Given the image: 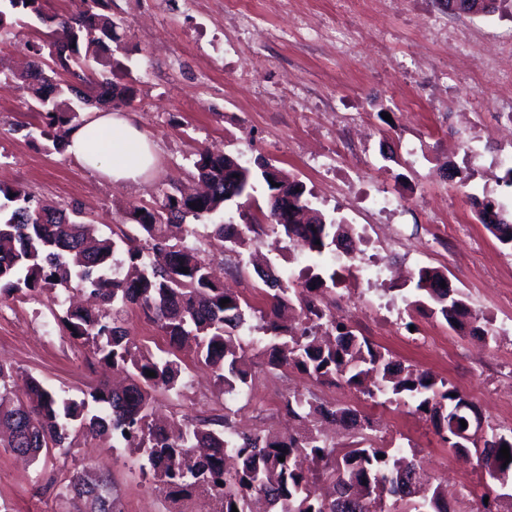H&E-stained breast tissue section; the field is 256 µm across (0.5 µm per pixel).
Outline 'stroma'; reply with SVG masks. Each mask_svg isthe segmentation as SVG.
Listing matches in <instances>:
<instances>
[{"instance_id":"stroma-1","label":"stroma","mask_w":512,"mask_h":512,"mask_svg":"<svg viewBox=\"0 0 512 512\" xmlns=\"http://www.w3.org/2000/svg\"><path fill=\"white\" fill-rule=\"evenodd\" d=\"M122 57L135 80L127 105L154 139L158 164L140 186L91 173L66 154L9 134L31 122L22 74L40 26L15 27L0 41V183L26 185L58 207L76 203L105 236L128 221L131 206H152L158 189L193 188L198 150L233 155L245 166L264 156L301 180L315 208L363 230L369 253L399 267L391 282L367 283L358 260L335 266L329 256L294 247L283 236H261L263 256L284 280L306 267L335 271L327 299L337 317L397 359L445 380L481 409L485 426L512 432V252L480 223L470 195L512 210V135L497 123L512 113V90L499 70H512V0L487 17L448 13L438 0H111ZM392 209L372 204L377 190ZM459 214L464 234L443 220ZM197 222L188 242L216 275L255 307L268 306L252 265L212 245ZM444 273L498 334L483 341L407 307L421 268ZM189 362L197 390L161 392V413L195 421L224 412L242 429L277 435L298 429L283 410L295 389L311 390L369 416L373 439L415 450L432 483L460 486L452 508L476 512L482 497L512 512L499 483L476 456L443 445L411 406L379 405L336 381L320 384L293 368L253 359L252 390L218 394L210 371ZM0 361L19 377L33 375L79 399L102 377L89 354L60 332L46 299L0 303ZM90 468L114 484L122 512H177L176 498L156 489L140 458L101 442L53 448L34 463L0 448V512H71L57 495L56 476Z\"/></svg>"}]
</instances>
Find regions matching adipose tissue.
Wrapping results in <instances>:
<instances>
[{"instance_id": "1", "label": "adipose tissue", "mask_w": 512, "mask_h": 512, "mask_svg": "<svg viewBox=\"0 0 512 512\" xmlns=\"http://www.w3.org/2000/svg\"><path fill=\"white\" fill-rule=\"evenodd\" d=\"M66 141L68 156L115 183L141 184L156 164L152 141L125 112L87 113Z\"/></svg>"}]
</instances>
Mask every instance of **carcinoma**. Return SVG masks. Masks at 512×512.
Here are the masks:
<instances>
[{"label": "carcinoma", "mask_w": 512, "mask_h": 512, "mask_svg": "<svg viewBox=\"0 0 512 512\" xmlns=\"http://www.w3.org/2000/svg\"><path fill=\"white\" fill-rule=\"evenodd\" d=\"M104 2L72 0L74 9L53 13L48 0H0L1 37L12 33L18 15L64 34L32 45L34 60L26 77L34 81L33 101L41 123L18 122L11 132L30 142L50 140L62 152L67 132L84 121V105H126L134 98L132 85L115 80L125 65L112 50L119 41L118 23L102 13ZM70 96L78 105L64 102ZM194 166L205 191L160 190L153 206L129 209L136 233L120 227L114 239L81 221L77 204L59 209L22 184L0 185V302L16 295L54 300L59 290L73 284L88 292L101 308L71 304L57 316L59 326L97 364L128 379L120 389L101 383L88 397L74 400L34 377L18 393L11 386L13 367L0 363V447L36 460L45 449L73 447L79 435L113 448L120 445L139 453L141 472L168 484L178 497L212 491L210 512H251L254 495L263 496L275 512H451L440 486L420 478L418 466L402 449L390 453L370 443L335 453L316 420H339L357 433L373 429L368 417L341 403L323 404L303 393L288 396V415L305 429L286 440L271 433L239 432L227 413L169 427L155 422V395L182 384L185 368L178 352L191 340L196 362L212 370L222 395L246 392L252 384L248 353H264L274 368H296L319 382L339 379L375 403L382 398L413 405L429 416L450 449L475 452L487 473L508 484L512 462L505 463L499 450L506 445L512 454V436H498L490 448L461 440L458 432L466 413L450 416L448 409L463 401L462 393L404 365L337 320L322 304L327 292L323 273L308 269L297 289L285 284L269 262L256 269L269 301V309L260 312L226 291L196 250L168 234L170 225L188 217L204 220L223 212L233 198L252 202L261 181L277 201L288 202L290 219H274L272 204L264 224L251 214L244 224H214L210 238L218 247L250 248L262 233L272 231L318 256L334 254L349 225L313 208L304 185L264 158L251 168L231 155L202 149ZM470 199L478 202L486 230L512 250V211L493 221L489 210L502 205L490 199L479 202L473 195ZM417 290L424 299L412 305L427 309L449 328L494 336L489 321L442 272L420 270ZM226 298L229 303L220 304ZM133 307L147 314L168 339L171 349L165 355L154 354L130 336L124 315ZM257 313L263 335L244 343L236 331ZM148 370L155 376H147ZM61 496L77 512H121L111 480L88 470L74 472L62 484Z\"/></svg>", "instance_id": "1"}]
</instances>
